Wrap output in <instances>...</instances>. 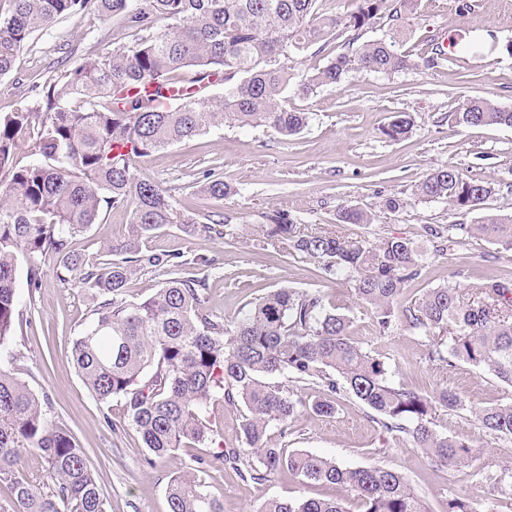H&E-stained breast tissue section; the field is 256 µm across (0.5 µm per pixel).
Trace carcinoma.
<instances>
[{"mask_svg":"<svg viewBox=\"0 0 512 512\" xmlns=\"http://www.w3.org/2000/svg\"><path fill=\"white\" fill-rule=\"evenodd\" d=\"M96 4L105 16L119 15L141 34L139 42L106 56H88L73 71L43 89L44 111L28 107L0 116V169L12 168L0 190V356L9 348L20 322L16 266L21 255H53L56 276L74 277L100 298L92 318L73 341L72 353L87 389L101 402L124 400L128 419L141 434L145 463L173 457L185 447L206 445L213 429L212 400L242 406L241 448H211L196 458L197 468L170 477L169 512H224L200 474L214 459L243 480L261 485L286 468L306 481L332 484L353 497L358 512H427L404 476L373 466L347 468L306 450L269 443L268 431L288 430L306 402L300 392L315 386L330 393L311 409L335 414L333 395L341 390L367 407L385 430L402 434L440 467H459L472 458L471 446L431 427L434 405L460 409L463 401L446 388L432 397L393 386L382 358L350 336L351 318L327 308L318 293L279 288L253 303L242 318L218 321L205 312L207 282L187 275L192 265L212 266L205 256L189 260L179 253L147 254L131 241H115L114 258L72 257V238L97 223L103 208L136 201L131 224L138 239L168 224H197L178 211L171 192L136 177L134 163L174 143L224 124L266 126L284 137L302 132L306 112L288 109V90L303 95L335 87L352 72H396L411 67L390 40H361L365 30L385 18L399 31L417 0H357L355 10L328 14L320 0H9L0 13V76L8 74L16 53L32 34L65 14ZM168 20L156 27V18ZM348 35L344 51L299 82L289 62L314 45ZM188 96L168 106L157 103L166 90L183 84ZM224 84L212 94L210 86ZM459 126L512 127V110L486 98L467 100L453 113ZM411 130L399 113L382 129L391 140ZM29 132L28 147L41 162L13 167L19 136ZM201 192L222 200L231 187L214 172L204 173ZM493 192L485 180H465L442 166L416 185L424 201H443L459 211L483 209ZM264 235L270 244L288 242L297 255L322 263L324 274L343 275L356 300L370 308L379 333L394 324L425 336L452 333V343L429 345L428 359L448 356L482 367L512 386V285L489 278L478 300L464 302L455 288H431L405 309L400 298L417 280L427 253L413 240L365 239L320 231L300 235L285 212L272 217ZM343 224H370L372 216L349 206L338 210ZM199 225V224H197ZM205 234L224 235L223 217L207 216ZM442 241L435 252L481 236L512 250V215L486 214L476 224L428 228ZM164 267L169 278L150 297L123 299L129 280L147 268ZM283 376L288 384L275 380ZM480 425L512 436V403L474 410ZM40 460L49 483L34 484L25 464ZM512 469L486 477L489 494L504 491ZM0 483L9 492L0 512H105L93 467L85 451L56 427L48 403L0 363ZM259 512H353L344 497L269 499ZM444 512H477L468 498L448 497Z\"/></svg>","mask_w":512,"mask_h":512,"instance_id":"cac0c4a2","label":"carcinoma"}]
</instances>
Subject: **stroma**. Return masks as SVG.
I'll return each mask as SVG.
<instances>
[{
	"label": "stroma",
	"instance_id": "35a3bbf8",
	"mask_svg": "<svg viewBox=\"0 0 512 512\" xmlns=\"http://www.w3.org/2000/svg\"><path fill=\"white\" fill-rule=\"evenodd\" d=\"M475 11L459 12V0H421L399 49L412 68L392 72H356L336 87L303 96L289 94L288 108L308 113L309 123L295 138L273 129L225 125L175 143L138 159V176L171 190L181 212L205 219L224 217V237L189 234L170 224L145 239L151 252L203 255L214 259L208 277V313L217 320L242 317L250 303L271 290L288 287L317 292L327 306L339 307L352 321L351 337L365 350L384 355L392 385L434 395L441 388L459 393L465 406H436L431 420L442 434L471 444L474 458L449 470L433 464L402 436L387 432L369 417L354 397H336V413L322 416L307 410L287 432L271 428L272 444L303 449L335 459L348 468L382 466L401 473L428 512H443L452 494L480 498L481 512H512V495H485V478L512 468V438L486 431L472 408L512 402V387L482 368L449 359L427 357L431 337L405 325L380 335L367 309L357 304L350 284L329 279L320 263L306 261L267 246L260 231L272 214L284 211L298 232L335 231L377 241L403 237L428 242L426 226L473 224L478 213L452 210L441 201L426 202L413 194L430 170L446 165L464 179L492 183L485 203L489 214L512 213V127H460L453 112L473 97L488 98L512 110V0H471ZM445 47L438 66L420 62L430 53L431 39ZM135 37L120 16L101 15L87 6L35 32L18 51L12 70L0 76V116L17 107H37L45 82L76 68L83 58L133 46ZM407 113L413 123L407 138L393 141L382 129L394 113ZM223 177L233 193L221 200L200 187L206 170ZM404 199L396 212L386 211L390 195ZM372 213L373 223L344 224L340 206ZM132 204L103 209L98 224L75 237V253L94 256L113 241L130 237ZM52 256L19 257L16 285L23 325L12 349L16 373L47 399L54 423L84 448L95 469L106 512H168L165 489L173 472L192 467L205 448H184L155 467L144 463L145 445L127 418L124 401L103 403L84 385L72 357L73 341L91 319L92 292L56 276ZM42 270L38 288L29 289L27 272ZM512 282V251L475 236L454 255L429 259L421 275L406 286L402 305L413 304L431 288H459L466 299L489 274ZM205 480L224 504V512H258L268 499L334 498L331 485L302 481L282 469L263 484L241 480L221 465L208 468Z\"/></svg>",
	"mask_w": 512,
	"mask_h": 512
}]
</instances>
